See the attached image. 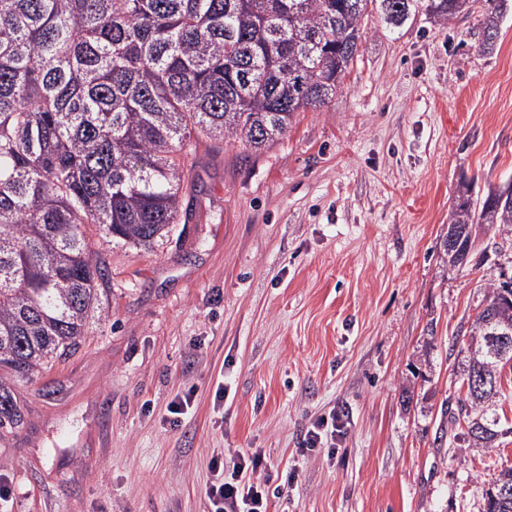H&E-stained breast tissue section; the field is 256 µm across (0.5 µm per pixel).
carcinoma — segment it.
Returning <instances> with one entry per match:
<instances>
[{
    "instance_id": "carcinoma-1",
    "label": "carcinoma",
    "mask_w": 512,
    "mask_h": 512,
    "mask_svg": "<svg viewBox=\"0 0 512 512\" xmlns=\"http://www.w3.org/2000/svg\"><path fill=\"white\" fill-rule=\"evenodd\" d=\"M414 0H381L399 24ZM374 0H0V369L52 368L80 348L102 277L85 225L150 248L179 223L197 134L254 151L325 106L360 49ZM490 53L509 0H486ZM469 0H427L448 20ZM504 188L473 198L463 180L448 223L472 253L480 224L512 235ZM512 330V277L490 284L470 327L466 398L448 409L469 445L506 434L496 412ZM25 422L0 378V429ZM483 512H512V466L483 488Z\"/></svg>"
}]
</instances>
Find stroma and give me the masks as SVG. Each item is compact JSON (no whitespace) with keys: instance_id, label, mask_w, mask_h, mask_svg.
<instances>
[{"instance_id":"35a3bbf8","label":"stroma","mask_w":512,"mask_h":512,"mask_svg":"<svg viewBox=\"0 0 512 512\" xmlns=\"http://www.w3.org/2000/svg\"><path fill=\"white\" fill-rule=\"evenodd\" d=\"M485 8L396 26L370 7L325 107L260 152L198 139L169 238L136 249L87 225L99 300L78 353L10 382L25 423L0 430V512H206L210 461L234 449L282 485L269 512H481L512 434L469 447L448 404L512 241L479 227L455 271L439 253L461 178L478 197L512 181V10L485 53ZM335 409V453L301 454Z\"/></svg>"}]
</instances>
